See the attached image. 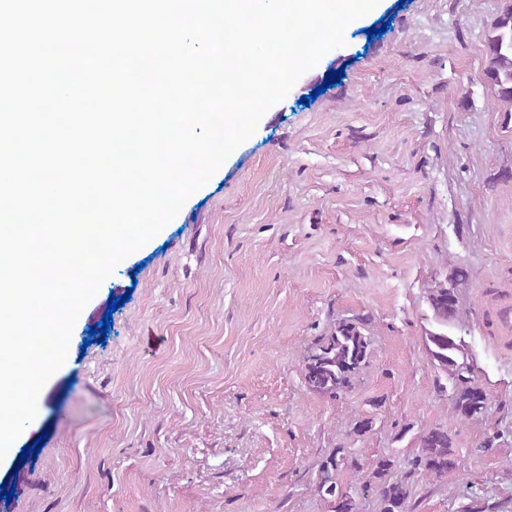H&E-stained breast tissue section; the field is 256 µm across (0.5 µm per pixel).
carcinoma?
<instances>
[{
    "instance_id": "1",
    "label": "carcinoma",
    "mask_w": 512,
    "mask_h": 512,
    "mask_svg": "<svg viewBox=\"0 0 512 512\" xmlns=\"http://www.w3.org/2000/svg\"><path fill=\"white\" fill-rule=\"evenodd\" d=\"M486 53L483 77L493 87L497 100L512 107V0H506L493 23ZM466 278V271L457 268L451 276L434 282L429 288L428 301L438 329L427 332L424 342L432 364L448 377L454 412L463 421H473L488 413L489 397L486 394L478 397L481 389L475 386L471 367L460 360V346L448 335V324L454 322L458 314L457 287ZM371 348L367 320L361 317L336 320L328 333L314 339L307 349L302 368L306 387L323 398L335 399L343 395L352 389L370 357ZM408 464L410 468L405 475L392 477L389 472L394 469L395 461L389 456L382 457L372 471L371 480L344 489L337 481L339 473L356 472L361 464L350 449L333 448L318 466L316 491L324 501L336 504L333 512H356L355 496L360 491L375 495L377 512H412L411 475L419 472L441 478L459 468L448 430L433 427L421 431L417 454Z\"/></svg>"
}]
</instances>
